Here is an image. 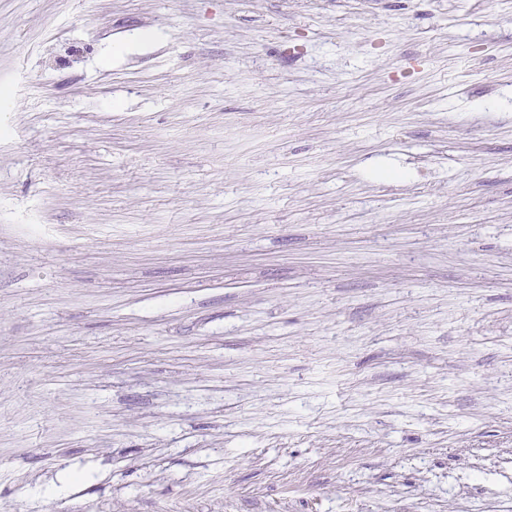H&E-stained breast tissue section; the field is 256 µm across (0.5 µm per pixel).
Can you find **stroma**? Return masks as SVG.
<instances>
[{
  "instance_id": "stroma-1",
  "label": "stroma",
  "mask_w": 512,
  "mask_h": 512,
  "mask_svg": "<svg viewBox=\"0 0 512 512\" xmlns=\"http://www.w3.org/2000/svg\"><path fill=\"white\" fill-rule=\"evenodd\" d=\"M0 512H512V0H0Z\"/></svg>"
}]
</instances>
